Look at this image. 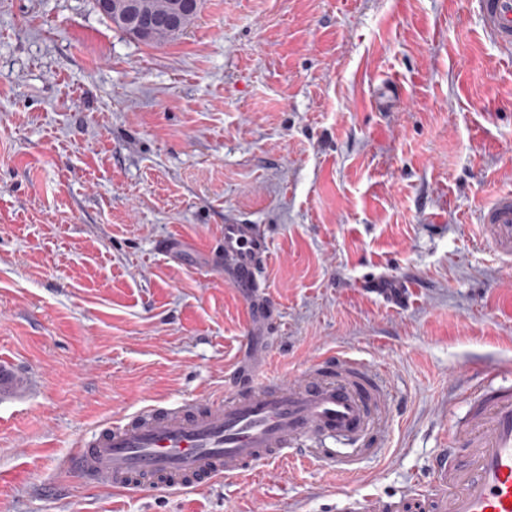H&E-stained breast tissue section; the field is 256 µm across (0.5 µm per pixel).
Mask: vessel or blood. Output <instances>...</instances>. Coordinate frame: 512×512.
Segmentation results:
<instances>
[{
	"label": "vessel or blood",
	"mask_w": 512,
	"mask_h": 512,
	"mask_svg": "<svg viewBox=\"0 0 512 512\" xmlns=\"http://www.w3.org/2000/svg\"><path fill=\"white\" fill-rule=\"evenodd\" d=\"M483 26L512 48V0H479ZM480 222L504 265L512 264V193L484 205ZM224 279L246 304L247 335L223 404L200 408L147 406L100 426L65 460L101 488L135 486L182 489L253 473L260 463L317 458L341 476L359 461L312 442L336 434L367 441L387 414L378 373L339 352L319 356L301 378L260 382L272 343V307L259 270L268 244L256 225L224 222ZM469 420L451 431V444L433 461L423 490L410 497L361 495L347 512H512V386L476 391Z\"/></svg>",
	"instance_id": "b4317fda"
}]
</instances>
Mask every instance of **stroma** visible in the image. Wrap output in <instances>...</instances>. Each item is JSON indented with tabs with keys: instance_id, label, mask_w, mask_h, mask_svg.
Segmentation results:
<instances>
[{
	"instance_id": "1",
	"label": "stroma",
	"mask_w": 512,
	"mask_h": 512,
	"mask_svg": "<svg viewBox=\"0 0 512 512\" xmlns=\"http://www.w3.org/2000/svg\"><path fill=\"white\" fill-rule=\"evenodd\" d=\"M512 192V49L477 0H201L155 46L95 0H0V512H344L411 494L512 384V271L480 211ZM257 225L274 342L261 378L341 351L379 371L383 453L121 495L79 439L209 404L246 336L215 249ZM194 1H197L195 2L194 7L181 15V25L179 28H153L149 31L136 30L133 27L126 25L121 20L118 13L112 14V17L108 15H106V17L112 22L113 25H115V27L144 43L162 44L175 39L195 18L198 12L200 1ZM182 27L184 28L181 30Z\"/></svg>"
}]
</instances>
